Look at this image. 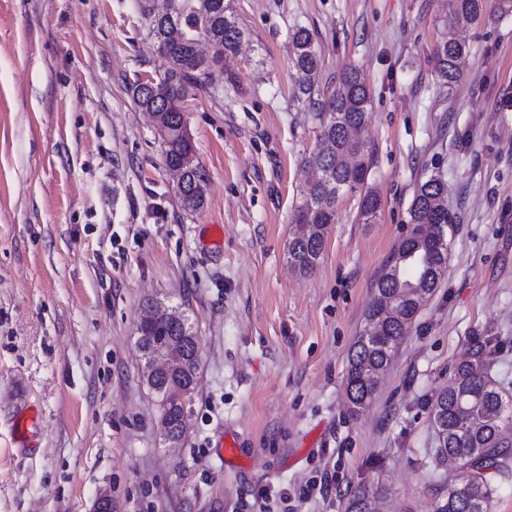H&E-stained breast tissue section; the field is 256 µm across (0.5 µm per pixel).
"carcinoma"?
<instances>
[{
    "label": "carcinoma",
    "instance_id": "carcinoma-1",
    "mask_svg": "<svg viewBox=\"0 0 512 512\" xmlns=\"http://www.w3.org/2000/svg\"><path fill=\"white\" fill-rule=\"evenodd\" d=\"M151 2L138 0V6L151 17L149 36L161 60L158 90L163 104H156L139 80L132 84L131 93L137 106L167 130L165 163L178 172L176 193L181 206L197 212L206 203L208 178L194 160L191 138L181 130L183 103L189 90H207L212 69L223 65L245 33L229 0H168V11L177 18L174 25L167 16L154 14ZM508 13H512V0H448L445 31L433 55L444 85L451 87L460 81L461 61L467 54L466 45L456 37V27L462 22L477 27ZM291 44V63L298 74L294 97L316 111L322 146L317 155L320 174L303 187V200L293 218L299 230L288 244L289 269L307 275L316 268L328 230L336 223L339 198L364 192L359 215L365 223L376 217L379 198L364 189L370 154L360 132L371 104L368 87L351 70L330 93L320 92L316 76L321 56L312 32L304 26L293 29ZM455 222L444 205L441 181L434 176L420 181L408 208L412 229L377 277L374 298L365 312V321H376L381 334L358 336L349 352L345 392L352 413L370 405L381 377L414 324L419 306L403 295L413 289L429 295L439 288L448 265L446 228ZM154 307L155 302L146 303L137 324L144 355L172 349L186 365L171 376L146 380L169 426L167 437L177 440L181 432L174 399L176 391L198 372V341L183 312L173 308L159 317ZM494 348L493 337H474L466 357L454 368L451 384L431 403L439 456L452 470L464 473L470 466L499 471L512 458V397H506L504 387L491 374ZM377 496L358 486L350 492L345 512H373ZM491 498L487 476L477 480L466 476L448 485V495L438 501L436 512H489Z\"/></svg>",
    "mask_w": 512,
    "mask_h": 512
}]
</instances>
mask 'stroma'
<instances>
[{
  "mask_svg": "<svg viewBox=\"0 0 512 512\" xmlns=\"http://www.w3.org/2000/svg\"><path fill=\"white\" fill-rule=\"evenodd\" d=\"M247 36L190 91L208 175L184 211L152 117L129 87L160 60L136 0H0V512H236L262 487L287 512H435L461 479L436 451L430 404L475 336L512 380V14L461 28L462 81L433 53L443 0H231ZM312 30L321 89L354 69L371 91L369 186L337 204L316 269H288L319 122L297 101L289 36ZM438 176L448 266L371 405L348 411L347 354L373 285ZM185 310L200 345L188 429L166 439L143 377L146 301ZM38 422L17 441L14 422ZM233 433L235 466L220 441ZM328 476L324 494L302 488ZM378 493L366 486H358L349 494L345 512H373V504Z\"/></svg>",
  "mask_w": 512,
  "mask_h": 512,
  "instance_id": "obj_1",
  "label": "stroma"
}]
</instances>
